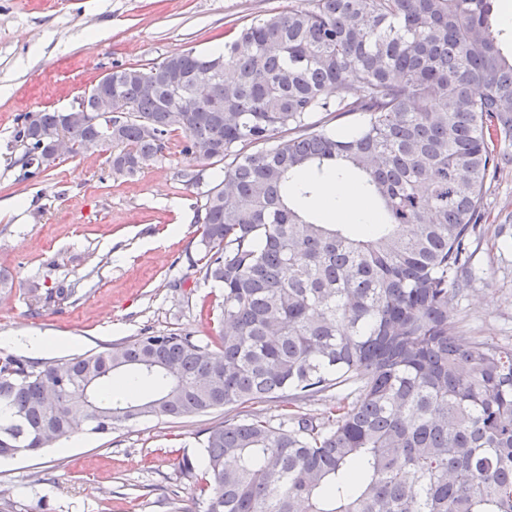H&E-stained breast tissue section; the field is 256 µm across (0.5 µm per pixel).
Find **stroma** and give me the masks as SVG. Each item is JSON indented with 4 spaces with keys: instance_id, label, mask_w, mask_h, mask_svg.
<instances>
[{
    "instance_id": "stroma-1",
    "label": "stroma",
    "mask_w": 512,
    "mask_h": 512,
    "mask_svg": "<svg viewBox=\"0 0 512 512\" xmlns=\"http://www.w3.org/2000/svg\"><path fill=\"white\" fill-rule=\"evenodd\" d=\"M288 0H0V336L61 340L45 360L94 352L144 330L194 332L210 342L224 291L203 280L197 190L179 185L187 159L171 145L132 177H112L103 152L61 158L27 179L17 160L20 118L69 109L115 64H145L222 49L227 32ZM471 277L451 314L472 335L512 344V162L488 182ZM64 286L73 300L46 302ZM223 411L143 418L63 452L0 460L12 512H206L199 431Z\"/></svg>"
}]
</instances>
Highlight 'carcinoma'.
Returning <instances> with one entry per match:
<instances>
[{
  "label": "carcinoma",
  "mask_w": 512,
  "mask_h": 512,
  "mask_svg": "<svg viewBox=\"0 0 512 512\" xmlns=\"http://www.w3.org/2000/svg\"><path fill=\"white\" fill-rule=\"evenodd\" d=\"M497 0H304L237 28L220 53L113 66L112 133L43 110L15 129L38 178L112 149L133 176L164 155L224 165L201 192L218 343L148 329L39 363L0 352V457L143 417L222 409L202 431L207 512H512V345L468 336L450 308L468 277L488 180L512 157V56ZM360 114L343 131L313 120ZM341 163L376 216L365 236L300 211ZM199 188L203 170L176 172ZM128 372L152 387L112 394ZM316 423L299 405L330 390ZM293 408L274 423L240 409Z\"/></svg>",
  "instance_id": "cac0c4a2"
}]
</instances>
